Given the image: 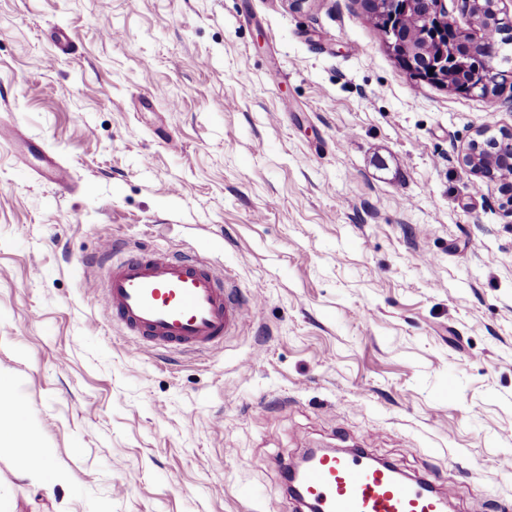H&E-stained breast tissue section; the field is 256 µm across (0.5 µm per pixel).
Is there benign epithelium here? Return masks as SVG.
Masks as SVG:
<instances>
[{"instance_id": "7a95c632", "label": "benign epithelium", "mask_w": 512, "mask_h": 512, "mask_svg": "<svg viewBox=\"0 0 512 512\" xmlns=\"http://www.w3.org/2000/svg\"><path fill=\"white\" fill-rule=\"evenodd\" d=\"M459 11L472 15L473 7L485 3L489 24L472 21L469 32L459 30L448 12L447 0H364L365 10L383 26L389 49L411 76L443 85L454 92L490 97L512 84V69L498 63L499 36L512 35V11L506 0H452ZM416 10L420 18L421 53L424 62L413 60L412 44L404 38L400 19ZM487 146L485 132L476 133L461 154V163L474 177V184L493 180L503 186L506 203L512 204V129Z\"/></svg>"}]
</instances>
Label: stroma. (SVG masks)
<instances>
[{
  "label": "stroma",
  "mask_w": 512,
  "mask_h": 512,
  "mask_svg": "<svg viewBox=\"0 0 512 512\" xmlns=\"http://www.w3.org/2000/svg\"><path fill=\"white\" fill-rule=\"evenodd\" d=\"M0 379L65 474L0 512H299L281 463L364 448L448 512L512 503V215L460 154L512 128L412 77L359 0H0ZM205 258L222 350L144 348L104 238Z\"/></svg>",
  "instance_id": "35a3bbf8"
}]
</instances>
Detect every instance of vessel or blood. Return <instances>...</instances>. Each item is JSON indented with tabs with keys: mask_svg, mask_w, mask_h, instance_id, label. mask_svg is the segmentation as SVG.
<instances>
[{
	"mask_svg": "<svg viewBox=\"0 0 512 512\" xmlns=\"http://www.w3.org/2000/svg\"><path fill=\"white\" fill-rule=\"evenodd\" d=\"M99 302L147 348L183 352L222 349L245 317L212 268L145 249L113 261ZM319 512H444L428 482L399 478L365 452L315 457L302 475Z\"/></svg>",
	"mask_w": 512,
	"mask_h": 512,
	"instance_id": "1",
	"label": "vessel or blood"
}]
</instances>
